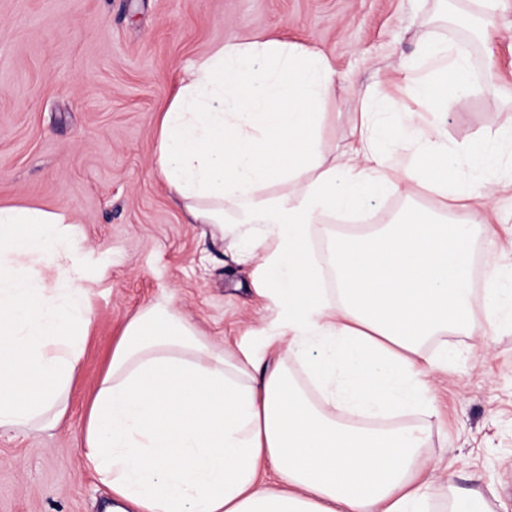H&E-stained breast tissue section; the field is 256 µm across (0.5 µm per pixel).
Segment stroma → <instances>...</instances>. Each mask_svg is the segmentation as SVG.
Returning a JSON list of instances; mask_svg holds the SVG:
<instances>
[{
	"mask_svg": "<svg viewBox=\"0 0 512 512\" xmlns=\"http://www.w3.org/2000/svg\"><path fill=\"white\" fill-rule=\"evenodd\" d=\"M445 0H0V205L66 210L76 222L92 324L68 412L43 432L0 433V512H102L111 493L82 458L87 406L127 322L170 301L216 346L254 341L274 312L238 264L232 235L189 223L155 170L157 118L182 65L231 40L279 39L328 57L339 79L321 136L341 156L360 92L390 100L397 124L420 113L405 86L427 42L464 48L470 95L442 124L462 152L512 133V0H468L460 29ZM454 360L432 381L425 427L431 497L477 491L512 512V333L451 337Z\"/></svg>",
	"mask_w": 512,
	"mask_h": 512,
	"instance_id": "35a3bbf8",
	"label": "stroma"
}]
</instances>
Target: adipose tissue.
Wrapping results in <instances>:
<instances>
[{"mask_svg":"<svg viewBox=\"0 0 512 512\" xmlns=\"http://www.w3.org/2000/svg\"><path fill=\"white\" fill-rule=\"evenodd\" d=\"M324 55L285 40L230 41L192 61L157 122L156 171L193 224L233 225L238 262H257L276 315L261 345L215 348L170 303L124 327L90 405L85 466L112 512H427L415 426L357 427L430 408L448 352L423 343L455 331L512 330V289L477 314L472 225L448 199L496 208L494 189L459 183L457 157L422 140L415 116L377 134L364 91L341 162L320 138L336 95ZM471 89L463 48L425 45L409 93L436 118ZM413 183L440 198L397 223L331 233L317 225ZM86 267L66 211L0 206V432L59 424L92 323ZM301 361L310 400L274 360ZM272 469L274 486L259 480Z\"/></svg>","mask_w":512,"mask_h":512,"instance_id":"ef3b65f1","label":"adipose tissue"}]
</instances>
